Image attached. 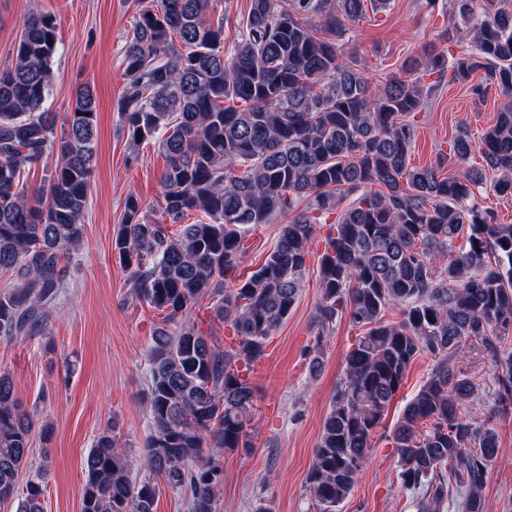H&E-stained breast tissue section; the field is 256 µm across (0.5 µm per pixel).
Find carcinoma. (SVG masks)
<instances>
[{
	"mask_svg": "<svg viewBox=\"0 0 512 512\" xmlns=\"http://www.w3.org/2000/svg\"><path fill=\"white\" fill-rule=\"evenodd\" d=\"M208 0H134L124 49L126 82L117 101L129 143L153 142L165 156V207L149 219L125 201L113 253L129 271L132 298L164 314L149 356V432L130 458L106 431L84 462L81 512H155L159 475L189 492L188 512H219L220 452L246 446L254 392L237 362L264 355L303 285L316 216L336 214L319 259L316 342L310 373L323 363L322 339L345 317L363 336L347 354L307 483L313 512H338L370 441L419 355L435 367L394 431L399 475L425 491L418 512H443L452 493L463 512H489L482 495L498 454V431L459 416L475 395L453 361L467 340L492 361L497 411H512V224L476 202L486 171L494 195L512 200V8L499 0H450L472 50L448 63L429 50L424 72L449 75L483 97H504L473 147L448 141L455 171L414 167L411 117L427 101L421 82L374 84L336 38L385 0H250L231 56ZM59 53L55 18L36 5L12 62L0 70V271L15 273L0 297V338L46 332L47 309L66 287L64 261L80 244L96 165L95 89L75 94L60 136L49 100ZM237 100L240 107L225 105ZM483 168L469 164L474 150ZM37 190L25 177L50 156ZM301 198L307 210H295ZM200 219L185 224L190 214ZM280 218L263 265L237 276L245 233ZM180 226L168 231V225ZM204 299L238 338L226 350L190 320ZM399 319H385L387 309ZM35 423L0 374V501L17 495ZM44 474L25 483L20 512H44Z\"/></svg>",
	"mask_w": 512,
	"mask_h": 512,
	"instance_id": "carcinoma-1",
	"label": "carcinoma"
}]
</instances>
